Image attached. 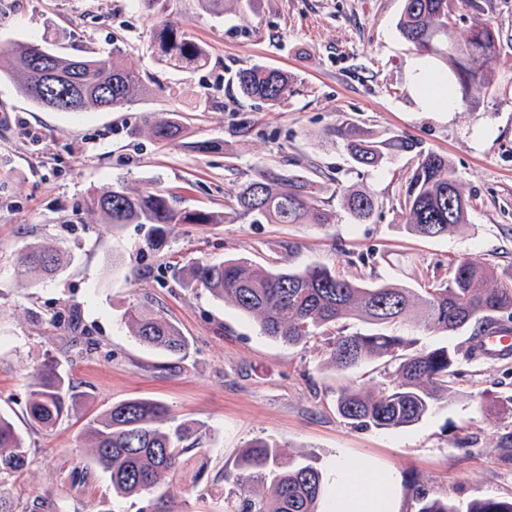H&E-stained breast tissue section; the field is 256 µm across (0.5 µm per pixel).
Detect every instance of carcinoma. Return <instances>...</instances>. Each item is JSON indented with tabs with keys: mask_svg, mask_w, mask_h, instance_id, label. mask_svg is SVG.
Instances as JSON below:
<instances>
[{
	"mask_svg": "<svg viewBox=\"0 0 512 512\" xmlns=\"http://www.w3.org/2000/svg\"><path fill=\"white\" fill-rule=\"evenodd\" d=\"M454 0H404L398 29L422 54L444 61L449 81L462 100L477 86L489 87L492 63L500 50L497 35L482 20L471 23L458 40L452 29ZM154 47L166 62L197 69L207 58L173 24L154 31ZM52 55L56 77L69 81L57 88L67 100L58 112H82L90 107L117 109L132 103L146 90L138 68L112 55L69 58L51 49L47 37L0 47V77L37 105L41 75L35 57ZM240 93L275 106L291 93L288 74L263 65L237 70L233 77ZM153 138L173 143L182 133L181 116L170 111L157 119ZM349 157L359 167H375L390 156L414 150L407 136L380 140L371 132L343 120L335 129ZM317 181L280 168L262 167L235 196L239 217L253 224H329L333 214L318 200ZM345 206L358 224L370 220L375 201L360 190H348ZM92 208L115 224H150L151 243L162 239L177 224H219V216L179 207V196L166 189L129 192L124 187L97 193ZM470 201L465 197L448 156L433 151L420 154L417 167L404 187L405 230L424 238H441L468 223ZM64 253L52 245H33L18 253L15 266L21 276H53L63 265ZM191 282L212 295L232 302L259 321L261 332L282 343L296 345L317 336L332 335L336 322L353 316L386 326L409 322L427 332L457 333L473 329L471 352L480 349L484 336L511 332L512 269L499 270L472 257L452 262L448 276L433 274L424 287L396 283L356 282L335 270L313 263L303 268H255L243 258L219 263H195L188 269ZM133 336L149 348L176 358L187 350L186 337L162 314L135 305L127 311ZM334 336V335H332ZM415 341L384 331H342L330 344L329 358L344 371L372 358L397 363L395 384L375 396L344 387L336 399L338 414L354 428H403L422 421L444 391L457 353L448 347L414 348ZM26 404L31 424L45 431L59 426L80 404L63 362L50 355L36 369ZM161 401L131 398L91 418L84 429L91 464L109 473L112 492L120 497L148 496L143 512H172L176 479L186 468L180 444L191 433L186 423H173ZM27 448L12 422L0 416V512H63L61 506L36 497L23 510L16 509L9 481L25 466ZM240 488L234 512H319L325 492L322 473L308 463L285 464L277 446L264 441L250 444L238 471L228 475ZM417 512H512V500L482 499L460 510L455 504L419 494Z\"/></svg>",
	"mask_w": 512,
	"mask_h": 512,
	"instance_id": "obj_1",
	"label": "carcinoma"
}]
</instances>
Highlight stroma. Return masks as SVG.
<instances>
[{
	"instance_id": "1",
	"label": "stroma",
	"mask_w": 512,
	"mask_h": 512,
	"mask_svg": "<svg viewBox=\"0 0 512 512\" xmlns=\"http://www.w3.org/2000/svg\"><path fill=\"white\" fill-rule=\"evenodd\" d=\"M475 2L456 12L454 29L465 36L475 16L493 27L502 44L494 85L473 91L455 111L425 112L409 78L418 53L397 29L404 0H224L218 17L198 0H170L161 16L139 0H0V44L48 34L70 57L117 48L152 78L131 104L78 114L42 108L0 79V413L28 450L15 498H62L68 512H139L145 499L114 494L107 472L96 470L85 482L69 474L90 461L86 420L140 397L164 402L193 428L184 458L189 470L206 473L179 494L180 512H227L240 493L229 475L257 440L316 466L331 495L336 457L395 470L398 512H417L419 490L459 506L512 500V450L501 445L512 434V357L468 358L466 331L444 336L394 326L419 347L458 351L448 392L416 425L357 430L336 411L339 389L384 391L393 366L370 359L337 371L327 355L330 337L290 346L264 336L254 318L181 276L195 262L245 258L263 267L317 262L357 281L417 288L462 257L511 267L512 0ZM164 20L182 26L205 52V67L183 70L158 58L152 32ZM253 64L288 73V100L272 107L239 94L232 76ZM171 110L186 126L175 147L157 143L147 126ZM344 120L381 139L408 136L418 148L358 168L333 134ZM203 141L218 142V150L193 151ZM430 150L448 156L471 202L467 224L432 240L403 229L405 181L420 152ZM263 166L316 180L333 222L236 218V193ZM118 185L167 188L184 207L226 221L181 224L151 246L150 225L112 226L92 210V193ZM349 188L374 197L370 221L352 223L343 206ZM289 242L296 245L291 254ZM31 244L66 253L53 279L15 273V254ZM134 304L160 310L179 327L189 342L183 357L168 360L132 335L125 313ZM73 309L93 350H84L80 331L66 323ZM65 348L83 402L45 432L27 418L29 384L36 365Z\"/></svg>"
}]
</instances>
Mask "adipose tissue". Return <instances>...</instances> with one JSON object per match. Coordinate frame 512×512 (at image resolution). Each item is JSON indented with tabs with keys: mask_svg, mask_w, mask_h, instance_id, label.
Segmentation results:
<instances>
[{
	"mask_svg": "<svg viewBox=\"0 0 512 512\" xmlns=\"http://www.w3.org/2000/svg\"><path fill=\"white\" fill-rule=\"evenodd\" d=\"M412 85L419 106L428 112H449L453 101L442 76L422 61L411 64ZM333 478L342 489L328 502L327 512H397V475L377 470L364 459L337 458Z\"/></svg>",
	"mask_w": 512,
	"mask_h": 512,
	"instance_id": "obj_1",
	"label": "adipose tissue"
}]
</instances>
